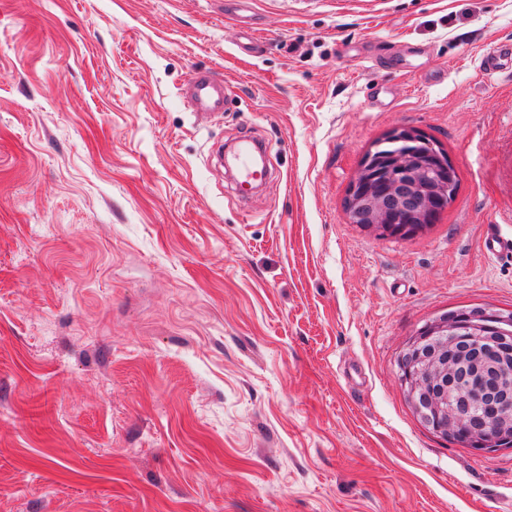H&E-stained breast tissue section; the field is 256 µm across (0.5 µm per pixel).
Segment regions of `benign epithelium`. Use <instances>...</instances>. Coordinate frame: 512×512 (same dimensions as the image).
<instances>
[{
    "instance_id": "7a95c632",
    "label": "benign epithelium",
    "mask_w": 512,
    "mask_h": 512,
    "mask_svg": "<svg viewBox=\"0 0 512 512\" xmlns=\"http://www.w3.org/2000/svg\"><path fill=\"white\" fill-rule=\"evenodd\" d=\"M397 145L387 157L393 186L375 194L374 164L354 179V223L381 235L415 231L434 220L435 198L448 200V165L417 128L387 134ZM512 336V316L473 307L466 322L442 313L415 333L397 357L400 383L423 427L493 446L512 427V371L500 343Z\"/></svg>"
}]
</instances>
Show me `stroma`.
<instances>
[{
    "label": "stroma",
    "instance_id": "obj_1",
    "mask_svg": "<svg viewBox=\"0 0 512 512\" xmlns=\"http://www.w3.org/2000/svg\"><path fill=\"white\" fill-rule=\"evenodd\" d=\"M506 39L512 0H0V512H512V448L430 433L396 365L512 310ZM402 125L460 182L381 238L346 199ZM245 138L243 204L207 158ZM511 59L512 62V43L500 44L483 55L481 62L482 71L487 76H494L502 69V61L504 59ZM232 92L224 78H217L209 70L193 72L182 92L184 105L199 121L224 112L225 102ZM255 152L261 153L262 149L256 146L252 140L246 139L231 156L234 160V165L239 171L240 180L237 183L236 190L241 198L249 196L254 188V184L258 181H264L267 177L266 174L264 177L260 176V178H257L255 173L256 163L253 161V154ZM247 184L251 186L249 194H245L244 187ZM498 225L490 224L486 227L483 241L485 253L491 258H512V234H503Z\"/></svg>",
    "mask_w": 512,
    "mask_h": 512
}]
</instances>
